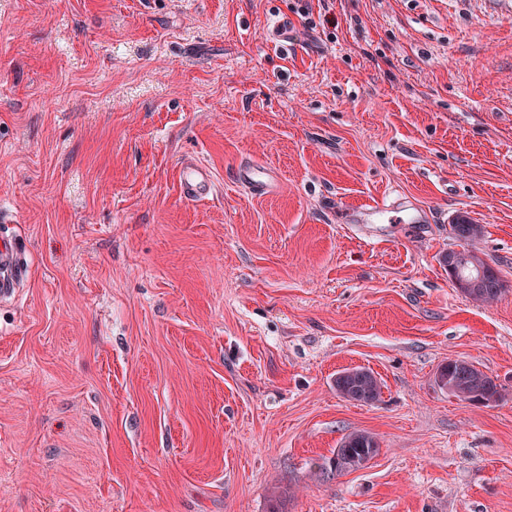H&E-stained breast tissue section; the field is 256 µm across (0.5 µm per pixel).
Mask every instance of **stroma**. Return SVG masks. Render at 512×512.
<instances>
[{
  "label": "stroma",
  "mask_w": 512,
  "mask_h": 512,
  "mask_svg": "<svg viewBox=\"0 0 512 512\" xmlns=\"http://www.w3.org/2000/svg\"><path fill=\"white\" fill-rule=\"evenodd\" d=\"M318 10L0 0V226L30 263L0 303V512H512V0ZM260 163L262 194L234 179ZM395 192L429 222H340ZM459 212L496 303L440 263ZM451 359L498 401L440 390ZM357 367L378 402L337 393ZM359 430L377 455L315 479ZM179 186L186 200L201 201L213 194L215 177L206 164L193 157H186L179 163Z\"/></svg>",
  "instance_id": "stroma-1"
}]
</instances>
